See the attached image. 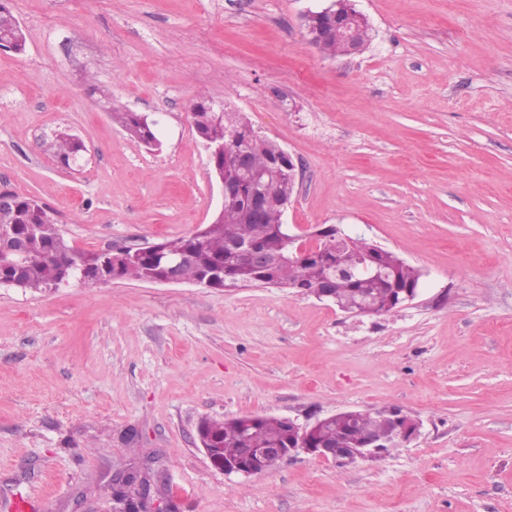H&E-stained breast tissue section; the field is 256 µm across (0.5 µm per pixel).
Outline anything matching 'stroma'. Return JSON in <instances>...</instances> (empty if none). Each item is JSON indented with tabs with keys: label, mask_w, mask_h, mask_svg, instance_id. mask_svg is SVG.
<instances>
[{
	"label": "stroma",
	"mask_w": 512,
	"mask_h": 512,
	"mask_svg": "<svg viewBox=\"0 0 512 512\" xmlns=\"http://www.w3.org/2000/svg\"><path fill=\"white\" fill-rule=\"evenodd\" d=\"M327 3L12 0L27 44L0 49V189L56 211L74 247L211 222L203 95L291 154L294 233L333 225L423 276L387 315L267 286L0 287V512H117L113 474L145 461L158 512H512V0H354L372 41L337 59L302 26ZM59 132L83 141L77 166L47 151ZM385 406L419 437L345 467L301 453L227 474L197 436L205 418ZM100 93L107 98L108 104H110V110L113 117L117 118L121 123L122 127L127 133L137 139L139 142L152 146V142L157 140L154 132L152 131L150 124L147 119H144L141 115L136 112H128L119 104H116L112 99H109L100 90Z\"/></svg>",
	"instance_id": "35a3bbf8"
}]
</instances>
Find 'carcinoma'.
<instances>
[{
  "label": "carcinoma",
  "mask_w": 512,
  "mask_h": 512,
  "mask_svg": "<svg viewBox=\"0 0 512 512\" xmlns=\"http://www.w3.org/2000/svg\"><path fill=\"white\" fill-rule=\"evenodd\" d=\"M316 27L325 32L322 40L315 44L325 58L334 59L351 54L346 39L336 35V6L327 13H318L312 20ZM26 35L14 14L10 0H0V49L17 53L25 50ZM113 117L117 118L127 133L139 142L149 146L156 140L150 124L136 112H128L114 101H108ZM193 128L204 144L224 138V125L215 121L210 101L201 96L191 111ZM224 121L236 122V139L231 150L245 154L253 167L270 172L276 167L282 155V147L268 137L260 135L244 118L226 116ZM54 156L64 165L83 152V142L70 135H62L52 144ZM263 195L275 201L288 195V180L276 176L265 177L253 182L247 177L239 180V188L233 198L223 205V212L217 216L199 241L190 234L167 241V246L186 253L181 266L184 280L196 282L215 269L224 266L226 278L218 280L214 287L226 288L230 280L264 285L271 282L278 288L293 289L298 293L320 286L327 264H340L347 270L358 271L363 264L374 266L380 272L375 278L354 274L337 280L336 302L345 309H360L365 314H387L395 307L399 298L398 290L419 286L421 272L396 254L379 248L364 238H357L353 246L346 244L335 247V252L323 254V242L309 248L306 256L288 263H279L277 258L288 255V226L281 223L277 207L269 205L265 211L251 210V198ZM19 224L17 233L24 235L31 259L19 271L13 287L45 290L60 279L59 260L66 257L80 258L86 252L73 247L58 227L56 213L39 204L35 199L17 196ZM257 245L275 264L264 269H253L238 256L229 251V241ZM124 249L112 250V256L119 259L118 277L130 278L145 283H154L161 276L160 263L149 258L134 262L122 261ZM325 255L318 262L316 257ZM387 408L357 411L352 416L340 415L325 425L314 437V444L322 442L357 443L365 437H385L388 431ZM208 431L217 435L224 447L219 454L227 462L234 461L245 448H286L292 441L288 424L279 418L262 415H246L224 419H205Z\"/></svg>",
  "instance_id": "obj_1"
}]
</instances>
